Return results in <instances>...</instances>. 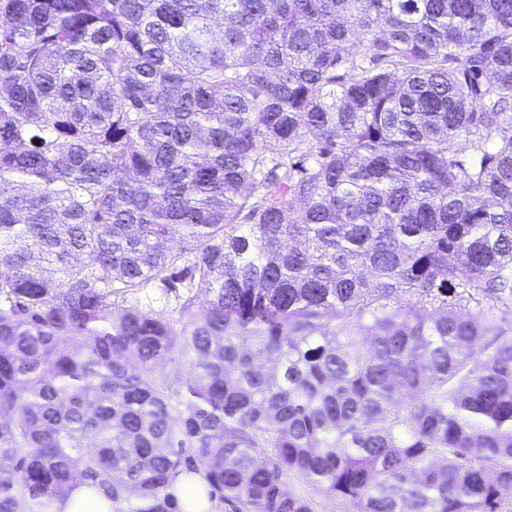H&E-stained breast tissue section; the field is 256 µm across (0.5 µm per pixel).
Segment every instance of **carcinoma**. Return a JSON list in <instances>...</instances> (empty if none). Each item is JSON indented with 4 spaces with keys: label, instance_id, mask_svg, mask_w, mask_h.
<instances>
[{
    "label": "carcinoma",
    "instance_id": "obj_1",
    "mask_svg": "<svg viewBox=\"0 0 512 512\" xmlns=\"http://www.w3.org/2000/svg\"><path fill=\"white\" fill-rule=\"evenodd\" d=\"M198 472L512 512V0H0V512Z\"/></svg>",
    "mask_w": 512,
    "mask_h": 512
}]
</instances>
